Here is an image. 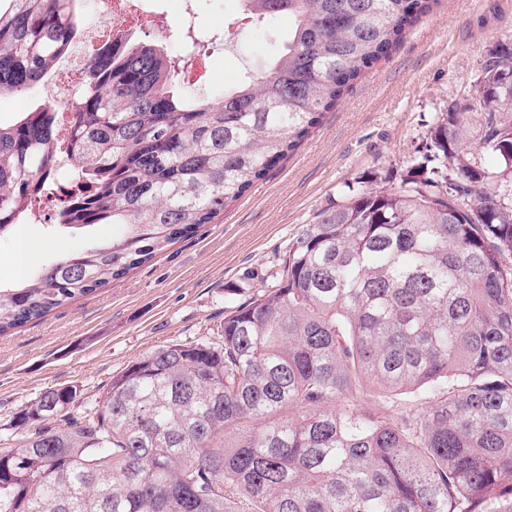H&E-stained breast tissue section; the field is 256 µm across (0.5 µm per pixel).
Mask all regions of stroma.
I'll return each mask as SVG.
<instances>
[{"instance_id": "stroma-1", "label": "stroma", "mask_w": 512, "mask_h": 512, "mask_svg": "<svg viewBox=\"0 0 512 512\" xmlns=\"http://www.w3.org/2000/svg\"><path fill=\"white\" fill-rule=\"evenodd\" d=\"M143 7L149 21L142 39L165 40L179 53L182 34L169 24L179 0H144ZM191 7L196 25L214 36L204 97L261 74L283 48L287 16L254 25L239 0H192ZM507 35L512 0H439L348 86L294 152L212 223L100 290L0 336V453L24 444L27 433L13 428V418L45 390L78 385L92 402L145 354L213 336L227 303L263 293L292 241L343 199L346 184L398 189L436 113L463 100L486 51ZM115 232L107 224L87 237L48 218L14 225L0 237V284L34 277L88 239Z\"/></svg>"}]
</instances>
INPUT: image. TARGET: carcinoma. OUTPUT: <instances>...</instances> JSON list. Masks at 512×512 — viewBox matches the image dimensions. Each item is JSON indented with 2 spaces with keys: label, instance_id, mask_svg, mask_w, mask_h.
Segmentation results:
<instances>
[{
  "label": "carcinoma",
  "instance_id": "carcinoma-1",
  "mask_svg": "<svg viewBox=\"0 0 512 512\" xmlns=\"http://www.w3.org/2000/svg\"><path fill=\"white\" fill-rule=\"evenodd\" d=\"M75 2L0 0V93L68 51ZM240 2L293 26L224 97L183 94L181 59L136 38L94 53L69 138L42 104L0 124V236L36 219L18 203L63 160L56 223L122 226L0 287V335L211 223L437 0ZM348 190L215 338L147 354L80 419L78 385L20 411L34 432L22 463L0 454V512H512V38L436 116L399 189ZM363 390L381 414L350 410ZM416 393L429 410L402 404Z\"/></svg>",
  "mask_w": 512,
  "mask_h": 512
}]
</instances>
